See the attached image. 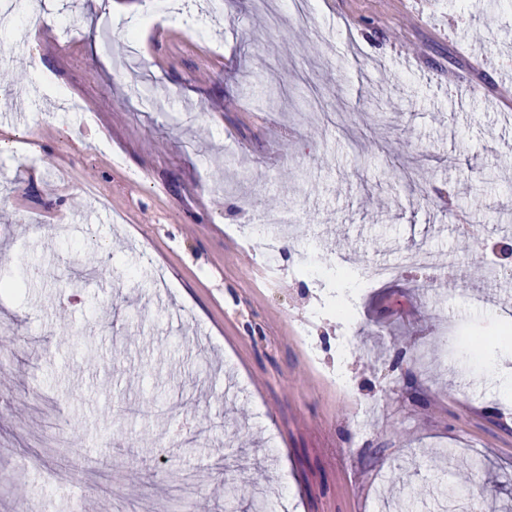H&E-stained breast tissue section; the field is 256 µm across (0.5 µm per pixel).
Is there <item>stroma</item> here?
I'll use <instances>...</instances> for the list:
<instances>
[{
  "label": "stroma",
  "mask_w": 512,
  "mask_h": 512,
  "mask_svg": "<svg viewBox=\"0 0 512 512\" xmlns=\"http://www.w3.org/2000/svg\"><path fill=\"white\" fill-rule=\"evenodd\" d=\"M47 2L0 26V512H245L223 476L271 512H512V0ZM273 215L270 268L234 227Z\"/></svg>",
  "instance_id": "obj_1"
}]
</instances>
